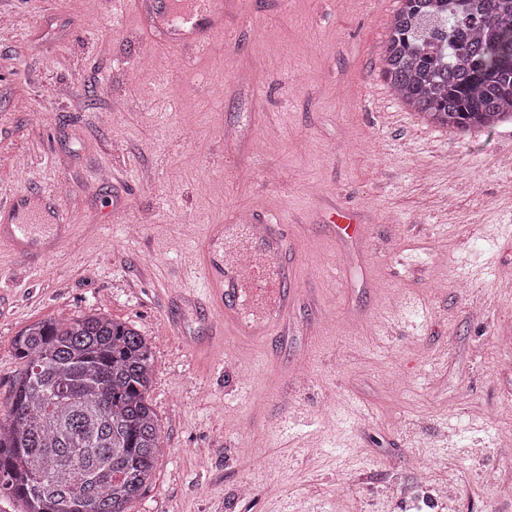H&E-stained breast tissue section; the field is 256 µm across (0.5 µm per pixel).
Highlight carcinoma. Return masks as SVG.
Masks as SVG:
<instances>
[{"label": "carcinoma", "instance_id": "obj_1", "mask_svg": "<svg viewBox=\"0 0 512 512\" xmlns=\"http://www.w3.org/2000/svg\"><path fill=\"white\" fill-rule=\"evenodd\" d=\"M381 76L403 104L450 131L512 120V0H400ZM0 414V495L23 512H127L162 453L151 352L99 314L35 322Z\"/></svg>", "mask_w": 512, "mask_h": 512}]
</instances>
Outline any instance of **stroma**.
<instances>
[{
  "label": "stroma",
  "mask_w": 512,
  "mask_h": 512,
  "mask_svg": "<svg viewBox=\"0 0 512 512\" xmlns=\"http://www.w3.org/2000/svg\"><path fill=\"white\" fill-rule=\"evenodd\" d=\"M398 5L226 0L179 67L135 0H0V199L58 228L0 241V407L28 325H133L163 451L128 512H512V120L453 133L392 96ZM239 211L288 227V337L200 351L191 252Z\"/></svg>",
  "instance_id": "stroma-1"
}]
</instances>
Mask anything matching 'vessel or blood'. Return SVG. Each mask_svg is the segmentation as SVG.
Returning <instances> with one entry per match:
<instances>
[{
	"label": "vessel or blood",
	"mask_w": 512,
	"mask_h": 512,
	"mask_svg": "<svg viewBox=\"0 0 512 512\" xmlns=\"http://www.w3.org/2000/svg\"><path fill=\"white\" fill-rule=\"evenodd\" d=\"M138 10L143 26L180 53H206L224 34L223 0H168L166 9L158 13L148 0H140ZM25 207L19 198L0 202V240L17 251L44 244L51 232L47 226L16 223ZM225 236L247 240L244 260L210 255L197 268L209 292L222 299L217 310L221 326L252 345H267L272 337L284 335L295 294L287 227L252 213L237 224L209 226V243Z\"/></svg>",
	"instance_id": "1"
}]
</instances>
